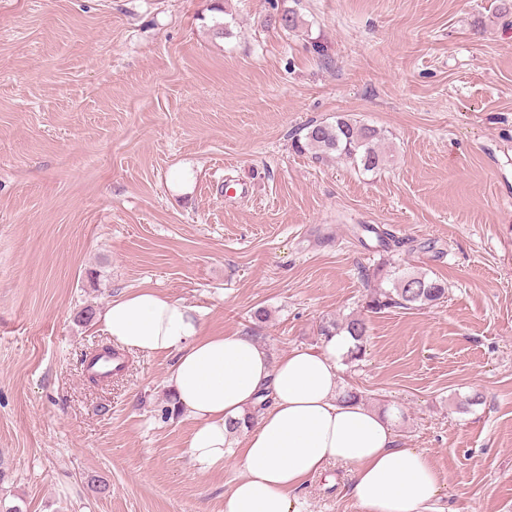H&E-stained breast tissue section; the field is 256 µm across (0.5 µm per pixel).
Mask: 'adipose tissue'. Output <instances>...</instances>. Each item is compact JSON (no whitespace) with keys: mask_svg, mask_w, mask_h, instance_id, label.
<instances>
[{"mask_svg":"<svg viewBox=\"0 0 512 512\" xmlns=\"http://www.w3.org/2000/svg\"><path fill=\"white\" fill-rule=\"evenodd\" d=\"M101 322L122 348L174 355L166 386L196 423L187 448L200 469L223 466L229 423L268 393L256 424L242 429V474L224 512H299L293 490L331 463L350 466L364 512H427L437 498L436 472L422 450L397 444L389 415L341 400L337 359L349 337L291 349L273 362L243 333L205 334L192 307L152 288L113 298Z\"/></svg>","mask_w":512,"mask_h":512,"instance_id":"adipose-tissue-1","label":"adipose tissue"}]
</instances>
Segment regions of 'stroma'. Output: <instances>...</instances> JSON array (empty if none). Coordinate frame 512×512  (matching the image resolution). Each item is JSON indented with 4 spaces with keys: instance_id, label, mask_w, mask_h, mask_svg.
Masks as SVG:
<instances>
[{
    "instance_id": "stroma-1",
    "label": "stroma",
    "mask_w": 512,
    "mask_h": 512,
    "mask_svg": "<svg viewBox=\"0 0 512 512\" xmlns=\"http://www.w3.org/2000/svg\"><path fill=\"white\" fill-rule=\"evenodd\" d=\"M339 115L380 169L294 149ZM387 259L448 294L364 312L342 384L425 452L437 512H512V0H0V505L224 512L240 466L200 470L164 418L172 356L88 380L100 313L150 287L275 359ZM293 495L362 512L342 464Z\"/></svg>"
}]
</instances>
